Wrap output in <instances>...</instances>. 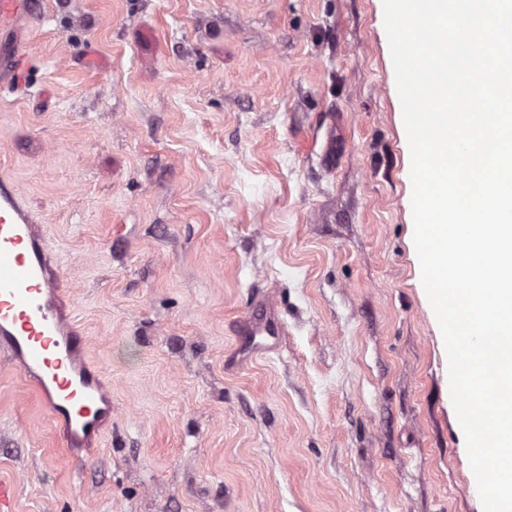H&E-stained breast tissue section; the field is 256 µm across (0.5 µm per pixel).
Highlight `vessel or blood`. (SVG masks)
I'll list each match as a JSON object with an SVG mask.
<instances>
[{"label": "vessel or blood", "instance_id": "vessel-or-blood-1", "mask_svg": "<svg viewBox=\"0 0 512 512\" xmlns=\"http://www.w3.org/2000/svg\"><path fill=\"white\" fill-rule=\"evenodd\" d=\"M55 253L24 208L15 182L0 180V348L24 372L70 446L96 440L112 420V399L61 304ZM282 334L271 315L249 316L239 358L274 349Z\"/></svg>", "mask_w": 512, "mask_h": 512}]
</instances>
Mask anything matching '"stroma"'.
I'll use <instances>...</instances> for the list:
<instances>
[{
    "mask_svg": "<svg viewBox=\"0 0 512 512\" xmlns=\"http://www.w3.org/2000/svg\"><path fill=\"white\" fill-rule=\"evenodd\" d=\"M0 176L112 426L69 449L0 350L14 512H483L413 242L380 0H30ZM280 346L225 364L258 303Z\"/></svg>",
    "mask_w": 512,
    "mask_h": 512,
    "instance_id": "1",
    "label": "stroma"
}]
</instances>
